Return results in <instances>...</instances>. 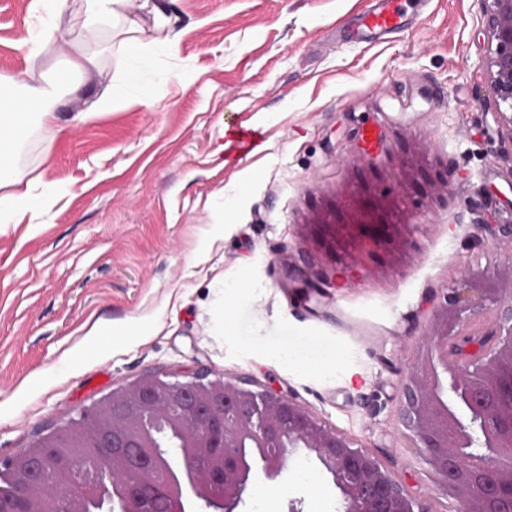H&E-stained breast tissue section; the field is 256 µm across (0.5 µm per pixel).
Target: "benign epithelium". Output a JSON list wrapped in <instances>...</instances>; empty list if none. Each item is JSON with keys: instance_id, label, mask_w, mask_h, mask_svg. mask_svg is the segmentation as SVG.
<instances>
[{"instance_id": "1", "label": "benign epithelium", "mask_w": 512, "mask_h": 512, "mask_svg": "<svg viewBox=\"0 0 512 512\" xmlns=\"http://www.w3.org/2000/svg\"><path fill=\"white\" fill-rule=\"evenodd\" d=\"M488 32L489 95L512 145V0H481ZM401 433L431 465L437 490L459 512H512V263L487 278L461 263L421 344L408 358ZM116 448H142L128 457ZM77 450L111 455L134 471L166 466L151 493L169 512H235L256 482L276 483L286 456H313L340 495L341 512H430L346 434L323 425L282 392L254 391L217 375L203 381L145 376L39 437L28 452L0 460L11 478L0 512H149L148 497L125 485L110 497L93 481L68 483L36 510L29 458L58 470ZM76 492H71L72 486Z\"/></svg>"}]
</instances>
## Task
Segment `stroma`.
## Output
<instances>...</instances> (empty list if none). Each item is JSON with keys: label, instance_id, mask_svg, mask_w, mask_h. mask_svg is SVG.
<instances>
[{"label": "stroma", "instance_id": "1", "mask_svg": "<svg viewBox=\"0 0 512 512\" xmlns=\"http://www.w3.org/2000/svg\"><path fill=\"white\" fill-rule=\"evenodd\" d=\"M173 21L129 98L120 37L78 8L28 56L30 0H0V75L44 85L70 54L99 69L31 122L14 167L66 186L0 226V458L141 377L217 374L292 393L430 509L457 512L401 434L404 366L460 262L493 271L512 222V147L478 108L480 0H430L373 44L341 26L373 0H153ZM255 130L250 150L227 147ZM292 358L279 357L281 349ZM240 512H340L293 455Z\"/></svg>", "mask_w": 512, "mask_h": 512}]
</instances>
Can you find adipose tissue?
I'll return each instance as SVG.
<instances>
[{
	"label": "adipose tissue",
	"mask_w": 512,
	"mask_h": 512,
	"mask_svg": "<svg viewBox=\"0 0 512 512\" xmlns=\"http://www.w3.org/2000/svg\"><path fill=\"white\" fill-rule=\"evenodd\" d=\"M81 6L88 32H96L102 24L119 19L125 22L124 78L121 83L113 85V99L134 97L148 100L151 91L141 84L139 72L131 64L132 59L140 55L145 29L131 12L130 0H81ZM18 85L17 79L0 78V173L7 171L11 174L9 191L0 192V225L15 223L21 215L54 205L66 193L65 187L54 183L34 189L32 181L13 170L18 144L30 119H38L41 129L48 135H56L59 130L56 108L49 104L44 90L31 86L22 96L17 92Z\"/></svg>",
	"instance_id": "ef3b65f1"
}]
</instances>
